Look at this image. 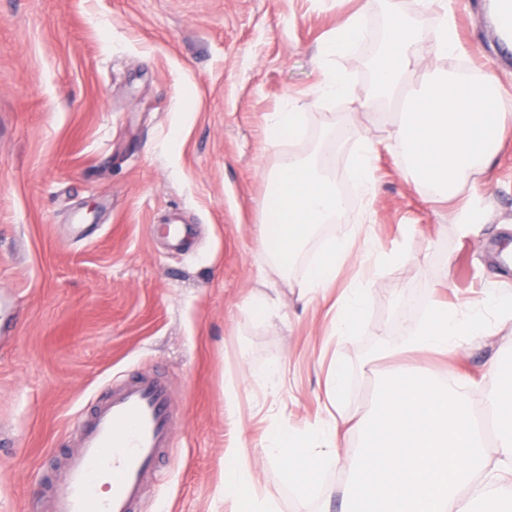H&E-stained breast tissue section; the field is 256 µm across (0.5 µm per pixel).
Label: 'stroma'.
Listing matches in <instances>:
<instances>
[{
	"label": "stroma",
	"mask_w": 512,
	"mask_h": 512,
	"mask_svg": "<svg viewBox=\"0 0 512 512\" xmlns=\"http://www.w3.org/2000/svg\"><path fill=\"white\" fill-rule=\"evenodd\" d=\"M459 58L423 52L419 70L483 68L512 105V48L491 42L483 0H451ZM364 12L351 54L321 47ZM387 33L382 0H0V295L13 338L0 344V512H50L48 478L73 451L71 430L113 382L157 373L173 393L176 445L137 512H227L225 451L258 455L277 425L327 417V376L354 369L344 417L369 419L381 379L405 367L452 381L480 411L512 317L454 354L406 352L400 325L433 303L512 297V135L479 177L487 223L463 231L464 195L417 185L391 119L365 103L368 61ZM351 99L319 100L328 70ZM298 106V140L270 145L271 113ZM375 149V195L352 196L279 269L259 238L272 177L289 156L319 154L348 187L362 141ZM364 221L379 246L358 331L332 332L353 281L303 297L308 265ZM186 228L188 245L165 238ZM401 249L407 263L394 261ZM266 312L254 311L252 295ZM241 375L235 405L228 376ZM260 488L282 512H341L343 477L328 471L316 501L297 500L273 463Z\"/></svg>",
	"instance_id": "1"
}]
</instances>
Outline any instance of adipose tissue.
I'll use <instances>...</instances> for the list:
<instances>
[{
	"label": "adipose tissue",
	"mask_w": 512,
	"mask_h": 512,
	"mask_svg": "<svg viewBox=\"0 0 512 512\" xmlns=\"http://www.w3.org/2000/svg\"><path fill=\"white\" fill-rule=\"evenodd\" d=\"M435 19L424 29L389 6V34L372 63V84L367 99L399 107L401 120L395 137L402 145L419 183L444 188L455 196L465 185L491 166L506 128L512 126V106L506 105L490 74L471 75L441 71L431 74L417 88L407 85L421 61L425 46L441 57L459 52V41L446 0H425ZM276 208L265 225L261 243L276 263L287 265L313 236L341 210L335 181L322 171L316 157H290L279 167L273 183ZM372 253L375 245L363 235L362 225L332 241L325 253L308 268L303 288L321 293L336 282L342 265L356 250ZM342 298L336 314V333L350 336L364 311L372 269ZM486 324L479 309L434 304L427 321L409 329V351L448 353L458 350L466 338L479 335ZM225 474L230 512H281L279 499L257 489L256 458L245 451L230 456Z\"/></svg>",
	"instance_id": "adipose-tissue-1"
}]
</instances>
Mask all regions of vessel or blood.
I'll return each instance as SVG.
<instances>
[{
  "mask_svg": "<svg viewBox=\"0 0 512 512\" xmlns=\"http://www.w3.org/2000/svg\"><path fill=\"white\" fill-rule=\"evenodd\" d=\"M172 396L161 378L141 374L113 383L74 427L76 449L51 478V512H135L159 461L172 448ZM112 489L100 495L97 485Z\"/></svg>",
  "mask_w": 512,
  "mask_h": 512,
  "instance_id": "vessel-or-blood-1",
  "label": "vessel or blood"
}]
</instances>
